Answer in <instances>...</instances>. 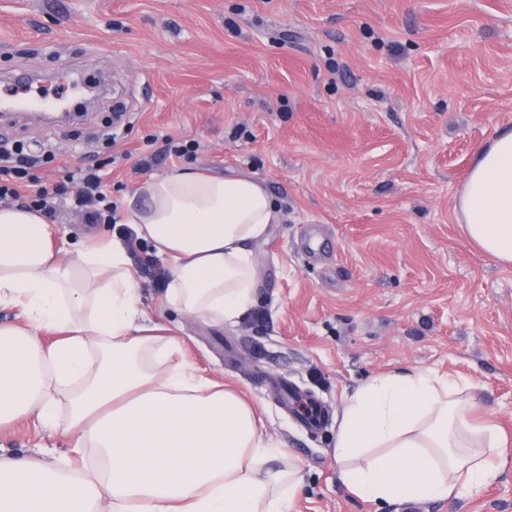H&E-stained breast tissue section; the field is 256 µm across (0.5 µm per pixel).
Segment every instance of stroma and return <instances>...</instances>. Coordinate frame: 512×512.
<instances>
[{"mask_svg":"<svg viewBox=\"0 0 512 512\" xmlns=\"http://www.w3.org/2000/svg\"><path fill=\"white\" fill-rule=\"evenodd\" d=\"M24 73L71 99L77 77L107 92L69 125L0 120V147H52L41 182L101 162L112 200L193 166L263 182L281 214L252 246L255 316L214 324L167 303V262L136 275L138 307L180 356L236 389L295 462L290 512H404L353 495L332 451L346 395L395 370L471 385L481 419L508 437L502 477L473 498L419 512H512V267L461 235L453 205L477 148L512 127V0H0V77ZM197 140L180 159L163 136ZM150 168L140 169L141 160ZM54 246L76 253L109 224L56 205ZM319 395L332 422L307 433L273 386ZM66 399L54 424L0 426V451L63 463Z\"/></svg>","mask_w":512,"mask_h":512,"instance_id":"obj_1","label":"stroma"}]
</instances>
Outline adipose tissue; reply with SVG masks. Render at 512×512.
Listing matches in <instances>:
<instances>
[{
	"label": "adipose tissue",
	"mask_w": 512,
	"mask_h": 512,
	"mask_svg": "<svg viewBox=\"0 0 512 512\" xmlns=\"http://www.w3.org/2000/svg\"><path fill=\"white\" fill-rule=\"evenodd\" d=\"M454 214L469 242L512 266V128L475 152ZM279 220L255 178L188 166L142 181L119 217L168 263V303L215 324L253 304L250 246ZM0 306L24 317L0 324V425L34 410L49 419L67 395L75 454L58 468L0 452V512H286L297 469L274 465L280 450L249 403L178 359L176 340L143 319L120 237L67 256L42 213L0 206ZM468 391L396 371L348 395L333 449L343 484L378 504L444 501L492 484L506 440L475 422ZM88 447L101 462L92 474L77 462Z\"/></svg>",
	"instance_id": "ef3b65f1"
}]
</instances>
